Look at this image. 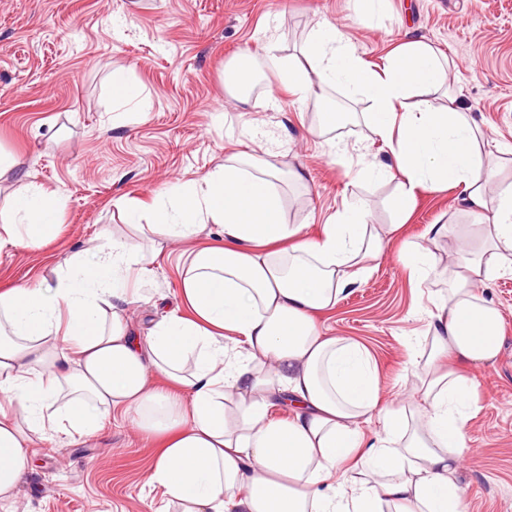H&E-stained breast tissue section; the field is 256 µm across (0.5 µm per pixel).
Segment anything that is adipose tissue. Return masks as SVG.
<instances>
[{
    "mask_svg": "<svg viewBox=\"0 0 512 512\" xmlns=\"http://www.w3.org/2000/svg\"><path fill=\"white\" fill-rule=\"evenodd\" d=\"M301 64L268 49L266 67L298 98L344 86L364 96L362 119L388 149L356 178L396 182L398 222L419 190L453 184L484 218L479 240L448 255L447 297L436 302L428 352L418 354L408 400L381 406L376 367L359 344L329 336L321 316L385 254L363 203L345 205L318 238L285 223L274 166L247 169L238 152L149 207L148 231L189 243L179 310L138 336L125 315L127 282L144 257L104 237L72 255L55 283L0 289V503H11L35 440L100 430L114 409L161 443L149 483L178 512H468L453 475L467 455L475 394L454 363L487 367L501 349V313L480 284L512 273V182L482 157V133L456 98L434 106L448 61L425 42H399L382 66L363 63L345 34L320 22ZM65 201L34 190L0 220V254L40 247ZM224 235L198 246L207 224ZM404 252L411 276L435 272L428 248ZM241 338L228 352L225 332ZM285 405L290 418L268 410ZM383 415V432L362 424Z\"/></svg>",
    "mask_w": 512,
    "mask_h": 512,
    "instance_id": "1",
    "label": "adipose tissue"
}]
</instances>
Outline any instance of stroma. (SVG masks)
I'll return each mask as SVG.
<instances>
[{"instance_id":"stroma-1","label":"stroma","mask_w":512,"mask_h":512,"mask_svg":"<svg viewBox=\"0 0 512 512\" xmlns=\"http://www.w3.org/2000/svg\"><path fill=\"white\" fill-rule=\"evenodd\" d=\"M322 19L373 66L406 31L445 54L450 79L434 105L459 98L489 143L490 165L512 176V0H390L375 25L357 17L354 0H0V151L21 160L16 176L0 184V211L34 187L66 201L46 244L0 257V285L54 281L65 259L109 234L150 248V234L127 226L125 207L151 204L160 191L200 179L240 151L279 168L284 220L302 225L307 237L353 200L388 231L395 182L346 174L385 157L360 120L365 98L336 87L301 101L263 69L268 42L280 56L299 57ZM244 51L260 67L259 90L245 103L224 88L225 65ZM120 68L148 97L147 114L113 106L109 78ZM330 106L343 112L334 137L347 153L338 158L318 127ZM256 127L278 139L277 155L269 153L270 139L248 138ZM291 169L303 181L289 180ZM459 197L452 185L420 192L409 221L390 233L383 260L321 319L329 333L368 351L383 401L402 397L410 361L426 348L430 298L446 285L411 280L398 255L421 241L427 225L447 224L450 236L431 247L437 269L447 270L457 234L475 222ZM182 251L164 242L141 283L143 301L129 311L136 329L178 306ZM479 293L501 311L504 335L495 365L468 371L476 386L471 453L456 479L469 512H512V274L486 281ZM130 419L116 411L96 433L51 432L35 441L16 512H156L160 492L144 489L156 448Z\"/></svg>"}]
</instances>
